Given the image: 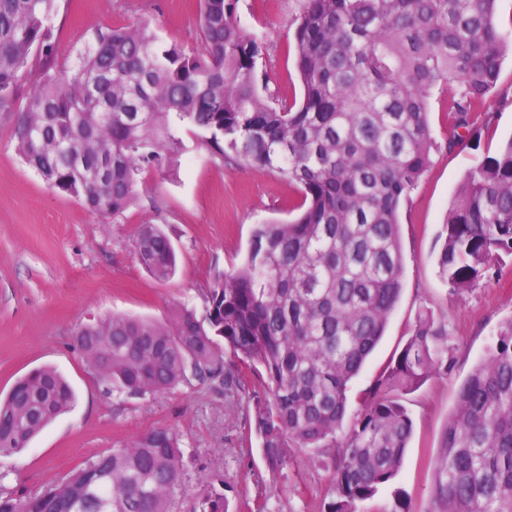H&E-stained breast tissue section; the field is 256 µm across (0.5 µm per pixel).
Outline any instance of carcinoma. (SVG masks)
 <instances>
[{
    "mask_svg": "<svg viewBox=\"0 0 512 512\" xmlns=\"http://www.w3.org/2000/svg\"><path fill=\"white\" fill-rule=\"evenodd\" d=\"M56 0H0V112L23 162L52 189L101 217L137 199L142 172L173 163L180 128L226 160L277 170L301 193L288 222L258 224L239 266L219 271L204 313L166 324L114 314L82 327L112 395L142 398L194 382L244 394L272 475L288 449L332 461L323 512H368L398 475L412 434L404 394L456 361L445 322L423 313L400 353L348 413L353 379L380 342L402 294L400 210L432 162L430 100L444 101L453 136L489 128L488 103L512 55L497 0H303L295 32L300 102L267 93L264 40L237 21V0H200L199 44L159 38L149 23L96 29L61 49ZM436 255L452 287L471 288L512 256V139L464 175ZM138 257L160 281L176 272L169 237L147 224ZM74 394L43 367L0 398V456L21 452ZM350 420L347 433L337 432ZM430 512H512V320L460 386L430 461ZM184 452L167 428L0 512H173ZM194 512H227L209 490Z\"/></svg>",
    "mask_w": 512,
    "mask_h": 512,
    "instance_id": "cac0c4a2",
    "label": "carcinoma"
}]
</instances>
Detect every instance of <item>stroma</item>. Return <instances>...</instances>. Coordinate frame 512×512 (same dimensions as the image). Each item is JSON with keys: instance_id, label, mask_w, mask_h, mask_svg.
Here are the masks:
<instances>
[{"instance_id": "obj_1", "label": "stroma", "mask_w": 512, "mask_h": 512, "mask_svg": "<svg viewBox=\"0 0 512 512\" xmlns=\"http://www.w3.org/2000/svg\"><path fill=\"white\" fill-rule=\"evenodd\" d=\"M302 0H238L237 18L263 36L260 69L277 98H300L294 32ZM149 22L167 42L197 46L198 0H57L55 36L61 48L84 43L93 29ZM502 97L489 105L493 125L455 149L435 94L429 114L439 148L401 210L403 291L385 334L352 387L369 388L382 365L398 355L426 310L448 323L457 365L448 378L429 379L407 394L413 435L400 472L376 496L375 507L402 495L409 512H429V461L454 406L457 389L512 318V257L474 287L456 291L435 262L443 220L466 171L512 138V59L501 70ZM184 151L163 170L141 174L138 201L101 219L77 199L51 189L22 161L12 125L0 114V396L34 369L51 366L70 383L75 402L21 452L0 457V493L25 499L59 483L95 455L129 445L166 427L178 435L186 471L173 493L179 512H192L207 489L222 490L228 512H253L258 497L282 512H322L331 497L330 473L310 451L291 449L272 477L258 438H245L243 412L202 386L117 400L104 392L74 347L78 329L124 314L169 322L179 308L203 311L214 270L244 258L256 225L291 219L296 186L278 172L229 164L201 137L183 131ZM171 238L177 271L157 281L141 264L134 242L142 225Z\"/></svg>"}]
</instances>
